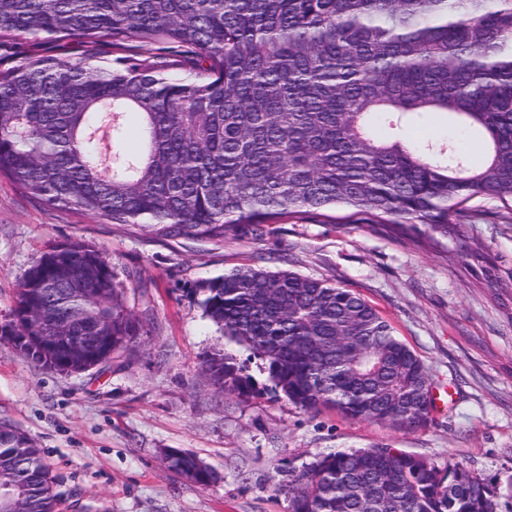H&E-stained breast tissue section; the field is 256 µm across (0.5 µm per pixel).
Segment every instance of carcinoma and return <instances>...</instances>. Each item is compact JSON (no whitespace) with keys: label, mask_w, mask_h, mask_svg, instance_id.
<instances>
[{"label":"carcinoma","mask_w":512,"mask_h":512,"mask_svg":"<svg viewBox=\"0 0 512 512\" xmlns=\"http://www.w3.org/2000/svg\"><path fill=\"white\" fill-rule=\"evenodd\" d=\"M24 36L78 39L91 55L106 37L135 39L156 58L98 71L37 55L0 70V175L59 209L212 241L300 216L403 234L422 224L446 238L477 217V197L512 224V0H0V45ZM170 56L195 76L164 75ZM429 116L480 137L483 160L459 139H413ZM199 291L205 315L301 409L428 424L423 363L351 291L252 267ZM60 316L97 318L105 350L141 330L85 240L51 247L16 296L14 335L28 340L15 348L64 372L78 359L39 341L64 335ZM204 365L222 390L249 391L223 354ZM0 473L24 488L21 512H57L35 445L0 433ZM495 494L461 462L377 447L310 464L292 512H494Z\"/></svg>","instance_id":"obj_1"}]
</instances>
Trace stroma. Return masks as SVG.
I'll return each instance as SVG.
<instances>
[{"label":"stroma","instance_id":"1","mask_svg":"<svg viewBox=\"0 0 512 512\" xmlns=\"http://www.w3.org/2000/svg\"><path fill=\"white\" fill-rule=\"evenodd\" d=\"M32 55L77 62L80 40L26 36L0 47V69ZM436 242L378 224L293 219L261 238L227 230L220 242L163 240L22 194L0 175V327L35 262L54 245L94 243L142 329L110 362L81 374L44 369L0 342V423L41 448L57 512H291L289 489L337 451L388 447L445 466L464 463L512 512V224L493 202ZM287 269L351 290L423 362L433 407L409 430L304 411L275 391L261 359L204 314L200 283L236 268ZM251 376L246 396L219 390L213 353ZM180 450L215 473L207 485L167 469Z\"/></svg>","mask_w":512,"mask_h":512}]
</instances>
